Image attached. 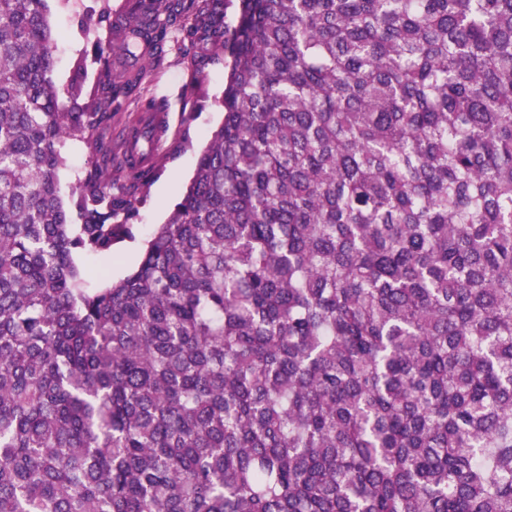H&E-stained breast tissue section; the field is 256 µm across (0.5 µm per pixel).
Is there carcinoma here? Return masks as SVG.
Wrapping results in <instances>:
<instances>
[{"label": "carcinoma", "instance_id": "1", "mask_svg": "<svg viewBox=\"0 0 512 512\" xmlns=\"http://www.w3.org/2000/svg\"><path fill=\"white\" fill-rule=\"evenodd\" d=\"M104 20L86 99L46 0H0V512H512V0ZM169 38L228 54L224 120L89 288L150 173L106 131L158 111ZM64 150L68 161L61 170L60 177L63 185H68L75 181L78 175L83 177L92 168V163L87 149L78 141H68Z\"/></svg>", "mask_w": 512, "mask_h": 512}]
</instances>
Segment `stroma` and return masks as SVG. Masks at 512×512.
Returning <instances> with one entry per match:
<instances>
[{
    "instance_id": "1",
    "label": "stroma",
    "mask_w": 512,
    "mask_h": 512,
    "mask_svg": "<svg viewBox=\"0 0 512 512\" xmlns=\"http://www.w3.org/2000/svg\"><path fill=\"white\" fill-rule=\"evenodd\" d=\"M121 11L125 0H47L49 18L58 37L56 84H67L75 63H83L88 84H95L99 65L92 52L97 38L105 34L96 23L103 4ZM190 58L177 46H170L156 69L150 93L165 105L164 132L157 156L151 158L153 171L137 203L132 242L143 244L157 225L165 223L180 201L193 176L198 156L211 133L220 125L223 112L219 101L224 92V53L212 52L204 66L205 81L195 95H188L186 83ZM91 287H102L104 280H119L139 262L138 256L113 252L111 257L82 256L78 259Z\"/></svg>"
}]
</instances>
